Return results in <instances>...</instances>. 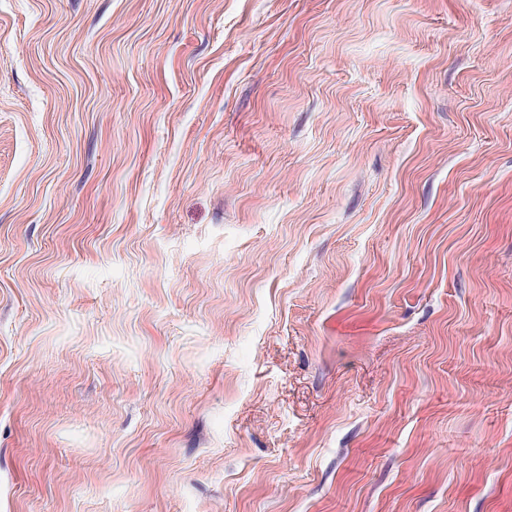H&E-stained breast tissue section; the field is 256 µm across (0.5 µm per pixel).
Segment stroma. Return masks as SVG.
<instances>
[{
  "label": "stroma",
  "instance_id": "stroma-1",
  "mask_svg": "<svg viewBox=\"0 0 512 512\" xmlns=\"http://www.w3.org/2000/svg\"><path fill=\"white\" fill-rule=\"evenodd\" d=\"M0 512H512V0H0Z\"/></svg>",
  "mask_w": 512,
  "mask_h": 512
}]
</instances>
